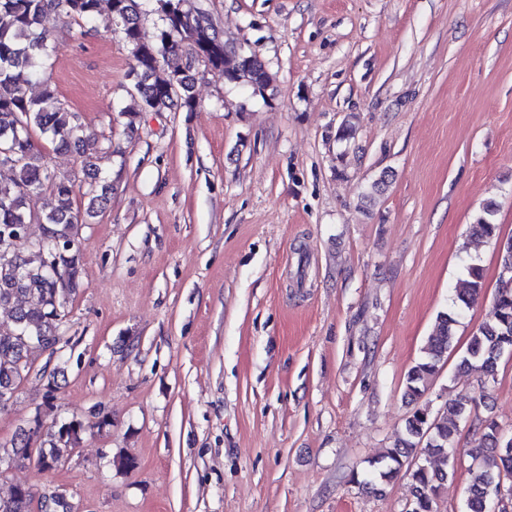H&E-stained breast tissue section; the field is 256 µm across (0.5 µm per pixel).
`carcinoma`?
<instances>
[{
  "instance_id": "obj_1",
  "label": "carcinoma",
  "mask_w": 512,
  "mask_h": 512,
  "mask_svg": "<svg viewBox=\"0 0 512 512\" xmlns=\"http://www.w3.org/2000/svg\"><path fill=\"white\" fill-rule=\"evenodd\" d=\"M112 19L130 47L133 64L129 71L133 90L142 109L161 111L179 106L192 112L196 107L190 63L185 56L188 44L205 58L217 75L230 83H245L259 92L272 86L274 76L255 54L238 53L226 47L210 23H201L180 10V0H157L163 24L148 38L142 26L145 0H107ZM101 0H0V146L10 148L14 158L0 162V169L12 171L7 184L0 183V307L12 306L10 321L0 323V408L5 406L34 369V351L56 354L71 344L62 326L67 304L79 292L81 281L77 239L86 218L95 215L106 197L89 187L86 208L75 206L76 184L51 169L32 138L37 130L50 138L56 150L74 149L93 167L87 148L98 140L77 122V114L59 100L50 79H43V91L28 95L34 80L42 79L43 60L54 51L51 35L38 30L43 16L58 15L90 22L99 12ZM49 192L47 211L41 218L42 231L51 232L49 246L42 236L30 233L32 217L26 211L27 199L34 193ZM495 204L483 206L473 228L486 238L498 237L491 217ZM56 253L58 271H48L51 253ZM19 257L22 270L6 266ZM485 287L482 269L467 268L465 278L455 287L448 310L438 313L424 356L407 373L406 393L418 400L430 378L456 350L455 328L466 309ZM24 297L28 304H18ZM495 320L479 327L469 339L461 368H476L493 380L499 361L512 356V283L500 280L494 298ZM473 418L472 409L459 400L448 401L433 416L417 408L406 419L403 436L370 468L354 472L351 482L363 491H374L399 474L411 453L434 458L437 467L417 463L406 470L415 489L408 512H434L439 486L447 480L448 466L455 465L454 451L460 425ZM38 446L33 448L26 430L10 444H0V476L24 461L36 458L41 469L45 462L65 464L80 446L84 425L70 418L47 429L34 427ZM477 445L467 449L477 474L467 488L464 512H512V492L494 494L500 482L512 486V432L493 420H482L475 427ZM35 492L29 486L15 485L6 497L0 496V512H31Z\"/></svg>"
}]
</instances>
